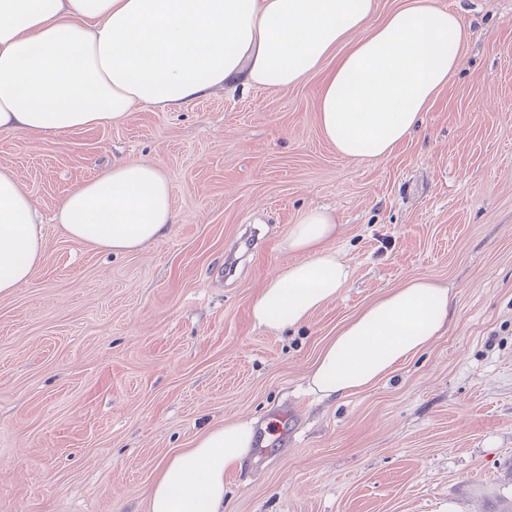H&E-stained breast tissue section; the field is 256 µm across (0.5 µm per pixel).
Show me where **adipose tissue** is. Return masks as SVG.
Returning <instances> with one entry per match:
<instances>
[{"label": "adipose tissue", "instance_id": "adipose-tissue-1", "mask_svg": "<svg viewBox=\"0 0 512 512\" xmlns=\"http://www.w3.org/2000/svg\"><path fill=\"white\" fill-rule=\"evenodd\" d=\"M374 0H0V133L56 137L123 123L138 107L178 112L217 89L281 91L326 70L319 124L337 153L383 159L421 125L467 35L459 13L405 0L373 22ZM56 217L73 240L132 252L177 221L156 165L117 161L65 194ZM334 212L312 208L283 242L293 254L259 288L253 322L297 327L347 287L330 241ZM44 255L36 208L0 168V298ZM450 288L414 276L363 307L321 349L306 378L317 399L362 392L427 350L448 328ZM254 419L216 425L164 459L148 512H224V479L256 445Z\"/></svg>", "mask_w": 512, "mask_h": 512}]
</instances>
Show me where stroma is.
Instances as JSON below:
<instances>
[{"label": "stroma", "instance_id": "obj_1", "mask_svg": "<svg viewBox=\"0 0 512 512\" xmlns=\"http://www.w3.org/2000/svg\"><path fill=\"white\" fill-rule=\"evenodd\" d=\"M469 28L419 129L382 160L337 154L320 75L216 92L179 112L35 139L0 134L42 218L44 258L0 299V512H147L159 462L256 418L224 512H496L512 499V0H435ZM115 160L171 184L169 235L115 254L70 240L58 200ZM333 209L352 277L301 327L251 301L306 210ZM260 250L227 276L246 229ZM454 293L448 329L357 395L306 376L337 327L412 276Z\"/></svg>", "mask_w": 512, "mask_h": 512}]
</instances>
